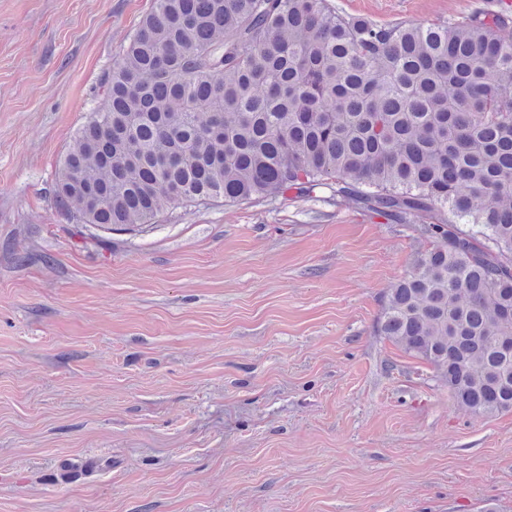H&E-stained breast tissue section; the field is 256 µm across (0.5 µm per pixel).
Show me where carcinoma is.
<instances>
[{"mask_svg":"<svg viewBox=\"0 0 512 512\" xmlns=\"http://www.w3.org/2000/svg\"><path fill=\"white\" fill-rule=\"evenodd\" d=\"M55 180L75 224L332 196L429 246L375 331L474 414L512 411V39L328 0H153Z\"/></svg>","mask_w":512,"mask_h":512,"instance_id":"cac0c4a2","label":"carcinoma"}]
</instances>
